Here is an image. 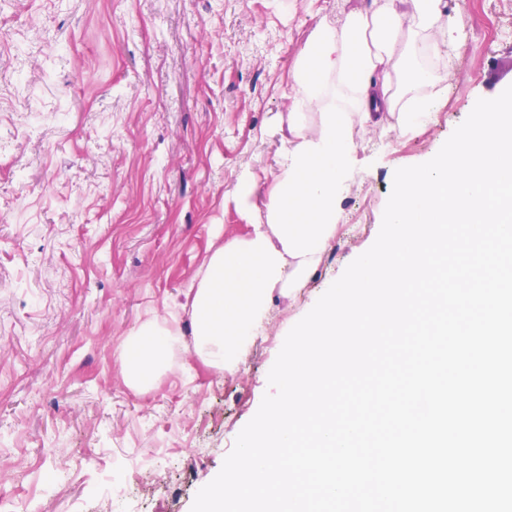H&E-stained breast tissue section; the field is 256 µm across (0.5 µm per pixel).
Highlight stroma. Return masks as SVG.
<instances>
[{
  "instance_id": "stroma-1",
  "label": "stroma",
  "mask_w": 512,
  "mask_h": 512,
  "mask_svg": "<svg viewBox=\"0 0 512 512\" xmlns=\"http://www.w3.org/2000/svg\"><path fill=\"white\" fill-rule=\"evenodd\" d=\"M370 0H0V441L15 512H96L126 471V512H191L269 390L291 328L375 242L396 169L432 159L478 99L512 85V0H444L462 35L412 136L355 127L342 229L235 371L194 354L191 287L246 230L241 173L274 186L276 131L321 22ZM180 332L171 367L129 386L127 337Z\"/></svg>"
}]
</instances>
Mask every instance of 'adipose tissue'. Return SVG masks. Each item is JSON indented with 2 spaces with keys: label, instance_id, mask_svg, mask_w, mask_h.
I'll use <instances>...</instances> for the list:
<instances>
[{
  "label": "adipose tissue",
  "instance_id": "ef3b65f1",
  "mask_svg": "<svg viewBox=\"0 0 512 512\" xmlns=\"http://www.w3.org/2000/svg\"><path fill=\"white\" fill-rule=\"evenodd\" d=\"M443 0H373L370 10L347 14L340 24L320 23L304 46L292 79V110L281 136L273 191L255 201L241 178L239 203L255 212L248 232L217 247L192 287L190 314L195 354L217 371L233 369L268 321L273 293L293 295L321 267L340 229L339 204L356 172L355 126L396 115L397 128L416 131L421 99L392 91L406 71L413 43L455 38L462 20L443 16ZM337 81L352 111L326 98ZM176 331L149 320L128 337L122 359L132 387L150 384L170 364Z\"/></svg>",
  "mask_w": 512,
  "mask_h": 512
}]
</instances>
